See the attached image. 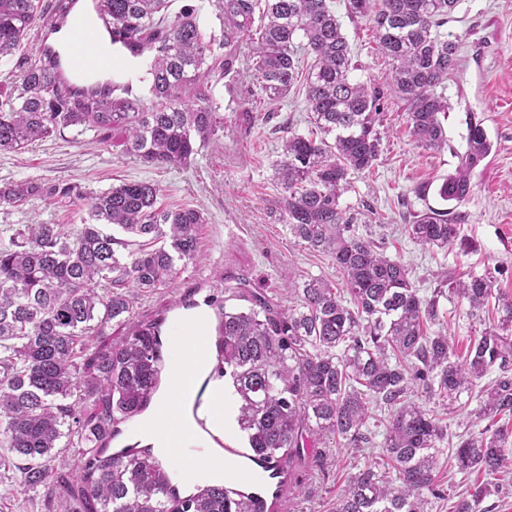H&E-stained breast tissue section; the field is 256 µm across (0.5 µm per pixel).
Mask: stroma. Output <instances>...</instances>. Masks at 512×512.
Segmentation results:
<instances>
[{
  "label": "stroma",
  "mask_w": 512,
  "mask_h": 512,
  "mask_svg": "<svg viewBox=\"0 0 512 512\" xmlns=\"http://www.w3.org/2000/svg\"><path fill=\"white\" fill-rule=\"evenodd\" d=\"M357 68L356 79L383 83L388 68L367 19L349 14L346 0H333ZM459 47L458 62L441 91L450 108L442 117L448 147L439 152L418 148L407 128L404 106L392 94L381 100L382 152L369 171L354 175L340 204L358 216L359 233H370L388 257L401 258L422 293L437 287L442 272L491 271L499 286L487 312L496 315L499 298L512 299V0H460L440 29ZM483 118L494 150L472 173L473 188L458 210L466 217L464 233L472 247L426 248L404 230L426 207L443 208L435 188L454 173L465 151L466 113ZM224 134L220 144L203 149L189 167L150 164L124 154L121 146L101 141L87 130L65 129L19 152H0V184L30 180L44 186L76 184L100 192L130 181H147L162 189V207L191 205L204 210L195 259L166 288L139 295L136 317L171 308L173 300L224 303L232 292L265 296L277 308H288L292 288L309 277L340 283L329 255L306 249L289 236L277 206L280 189L274 164L289 132L308 133L303 82L288 96L269 101L254 97L251 111L237 106L221 110ZM429 185L427 198L415 190ZM87 215L83 204L35 197L17 207H0V231L39 220L71 228ZM375 445L349 449L329 440L306 451L297 467L303 495L287 500L284 512H333L336 498L357 466L377 457Z\"/></svg>",
  "instance_id": "1"
}]
</instances>
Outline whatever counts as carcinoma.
I'll return each mask as SVG.
<instances>
[{
  "label": "carcinoma",
  "mask_w": 512,
  "mask_h": 512,
  "mask_svg": "<svg viewBox=\"0 0 512 512\" xmlns=\"http://www.w3.org/2000/svg\"><path fill=\"white\" fill-rule=\"evenodd\" d=\"M460 0H347L370 21L388 58V90L407 112L414 143L427 151L448 146L439 114L450 108L438 88L457 62V44L438 28ZM172 0H99L112 19V45L145 57L139 82L152 106L118 84L85 92L56 78L57 57L19 64L17 95L0 105V151L18 152L68 127L121 134L125 153L147 163L186 167L219 140L218 112L239 103L241 49L250 48L256 89L284 98L311 58L305 106L315 131L292 133L274 164L288 235L328 254L341 287L311 277L295 306L281 311L260 298L246 311L219 306L217 355L240 398L236 422L248 447L272 464L275 500L261 511L251 496L222 484L174 487L165 462L148 446L115 459L108 439L145 411L162 384L165 318L136 320L134 292L166 288L178 263L196 256L205 214L190 205L166 209L161 189L124 182L98 193L77 185L45 189L32 181L0 185V206L38 196L87 201L78 227L25 224L0 238V500L47 489V512H279L280 492L297 486L295 468L307 438L330 437L343 448L372 443V410L387 412L379 444L387 465L369 461L348 478L334 512H431L447 497L437 480L441 446L452 448L457 471L496 475L512 467V300L498 303L497 320L482 323L458 359L440 329L439 298L465 301L480 320L495 289L489 272H443L448 291L423 296L401 259L359 234L357 217L341 208L350 176L379 158L382 89L354 79L356 64L330 0H215L220 31L199 9L171 13ZM76 0H0V59L13 55L32 29L52 40ZM483 121H467L466 151L437 194L463 202L472 172L492 152ZM462 213L427 208L406 225L426 247L467 251ZM113 225L122 236L104 231ZM122 336L103 339L111 323ZM435 331H429L431 327ZM498 375L487 385L492 368ZM478 389V435L448 425L412 399L425 397L455 411ZM498 492L484 483L453 512H479Z\"/></svg>",
  "instance_id": "cac0c4a2"
}]
</instances>
